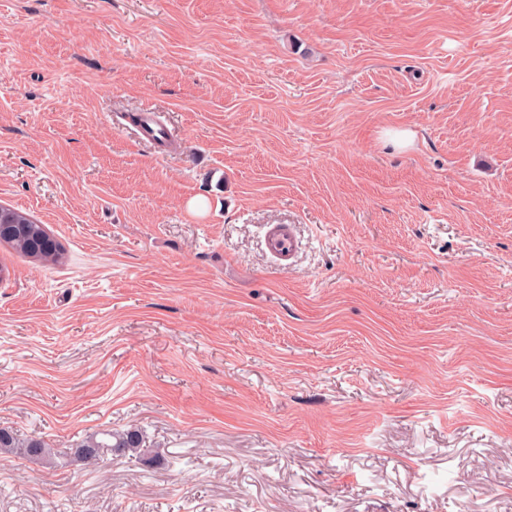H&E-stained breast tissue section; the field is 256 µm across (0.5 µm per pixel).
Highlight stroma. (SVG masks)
<instances>
[{
  "instance_id": "stroma-1",
  "label": "stroma",
  "mask_w": 512,
  "mask_h": 512,
  "mask_svg": "<svg viewBox=\"0 0 512 512\" xmlns=\"http://www.w3.org/2000/svg\"><path fill=\"white\" fill-rule=\"evenodd\" d=\"M0 204V428L163 458L0 512H512V0H0ZM3 218H10V223H2ZM1 224H24L27 227H10L5 228L4 233H8L13 237V241H1L9 244L17 253L25 256V252L29 249L31 244H40L45 246L42 234L33 231V224L36 225V221L32 219V216L20 209L11 208L7 206H0V225ZM30 258L33 260H41L44 253L39 250H28ZM265 245L278 264L291 266L297 256L299 241L292 224H273L265 235ZM101 435V436H100ZM144 443L143 433L136 427L126 430H107L101 433H93L86 436L75 448L70 449V456L73 460L83 463L92 468L99 466L107 457L112 454L123 455L128 452L137 453ZM84 448H97L98 453L86 455Z\"/></svg>"
}]
</instances>
